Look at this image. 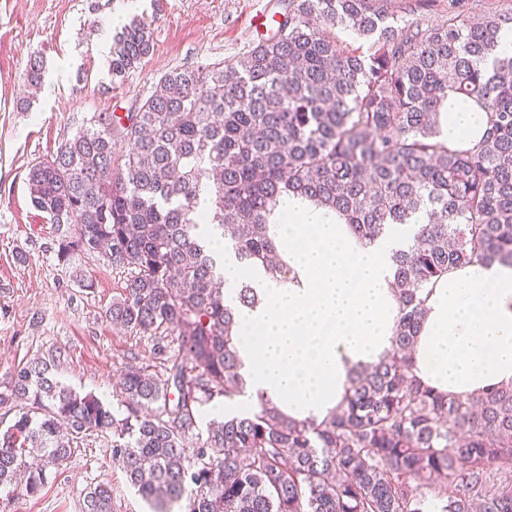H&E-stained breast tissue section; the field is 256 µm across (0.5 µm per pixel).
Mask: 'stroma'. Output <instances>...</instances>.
Masks as SVG:
<instances>
[{"mask_svg": "<svg viewBox=\"0 0 512 512\" xmlns=\"http://www.w3.org/2000/svg\"><path fill=\"white\" fill-rule=\"evenodd\" d=\"M280 9L281 0H0V392L17 367L40 358L62 384L114 407L124 367L152 357L150 337L116 330L104 316L120 273L98 255L57 259L56 227L30 202V167L92 114L133 111L170 70L238 59L258 39L247 16ZM116 14L147 18L154 44L121 83L99 49L116 35ZM34 54L46 76H64L51 95L26 85ZM82 275L93 288L80 285ZM102 482L114 512H150L113 462L108 434L84 438L71 461L47 469L38 496L1 486L0 512H83L87 491Z\"/></svg>", "mask_w": 512, "mask_h": 512, "instance_id": "stroma-1", "label": "stroma"}]
</instances>
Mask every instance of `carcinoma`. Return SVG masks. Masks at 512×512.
I'll return each mask as SVG.
<instances>
[{"label":"carcinoma","instance_id":"1","mask_svg":"<svg viewBox=\"0 0 512 512\" xmlns=\"http://www.w3.org/2000/svg\"><path fill=\"white\" fill-rule=\"evenodd\" d=\"M287 0L277 30L239 59L176 68L135 111L99 112L28 173L32 206L65 227L57 258L95 254L125 274L105 315L152 337L150 364L120 377L117 414L36 360L0 405V486L35 497L79 440L112 434V460L152 512H512V386L467 402L410 376L426 284L457 266H512V56L497 52L512 8L471 15L448 0ZM350 31L369 51L342 45ZM153 51L124 24L109 55L121 81ZM41 56L27 83L41 85ZM489 113L477 148L453 150L438 116L448 91ZM295 192L338 211L361 239L423 211L395 254L402 304L392 352L357 371L337 412L300 423L270 403L201 429L203 408L244 391L237 309L197 233L223 231L246 264H269V216ZM178 336L171 347L169 337ZM85 512H113L112 487Z\"/></svg>","mask_w":512,"mask_h":512}]
</instances>
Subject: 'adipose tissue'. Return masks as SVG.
<instances>
[{
  "mask_svg": "<svg viewBox=\"0 0 512 512\" xmlns=\"http://www.w3.org/2000/svg\"><path fill=\"white\" fill-rule=\"evenodd\" d=\"M486 112L449 94L440 114L442 140L468 149L482 139ZM410 225L358 238L337 211L291 193L269 224L288 267L276 278L262 263L242 264L213 225L200 233L224 262V302L241 286L257 302L239 308L237 345L252 406L274 404L290 419L319 423L343 401L355 371L385 358L401 315L394 290L395 253L412 243ZM426 315L412 356L422 385L460 399L512 385V266L454 267L426 290Z\"/></svg>",
  "mask_w": 512,
  "mask_h": 512,
  "instance_id": "ef3b65f1",
  "label": "adipose tissue"
}]
</instances>
